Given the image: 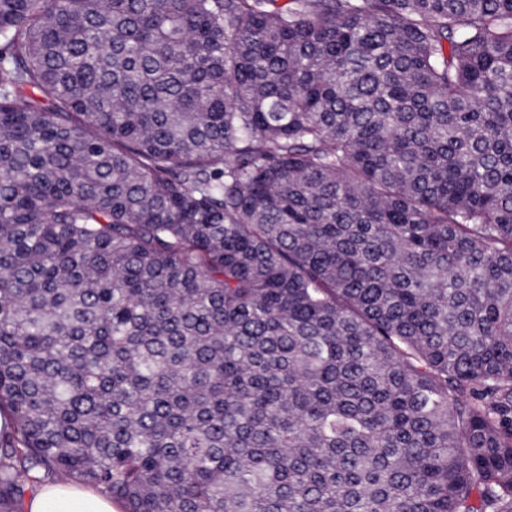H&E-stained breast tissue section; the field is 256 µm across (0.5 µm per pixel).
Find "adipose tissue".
I'll return each instance as SVG.
<instances>
[{"label": "adipose tissue", "instance_id": "ef3b65f1", "mask_svg": "<svg viewBox=\"0 0 512 512\" xmlns=\"http://www.w3.org/2000/svg\"><path fill=\"white\" fill-rule=\"evenodd\" d=\"M24 512H116L104 493L76 482L42 485L23 503Z\"/></svg>", "mask_w": 512, "mask_h": 512}]
</instances>
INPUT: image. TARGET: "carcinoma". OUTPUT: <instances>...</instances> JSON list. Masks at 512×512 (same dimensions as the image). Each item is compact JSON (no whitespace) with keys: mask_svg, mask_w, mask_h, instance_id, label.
<instances>
[{"mask_svg":"<svg viewBox=\"0 0 512 512\" xmlns=\"http://www.w3.org/2000/svg\"><path fill=\"white\" fill-rule=\"evenodd\" d=\"M0 512H512V0H0ZM23 512H116L104 493L76 482L42 485L23 503Z\"/></svg>","mask_w":512,"mask_h":512,"instance_id":"carcinoma-1","label":"carcinoma"}]
</instances>
